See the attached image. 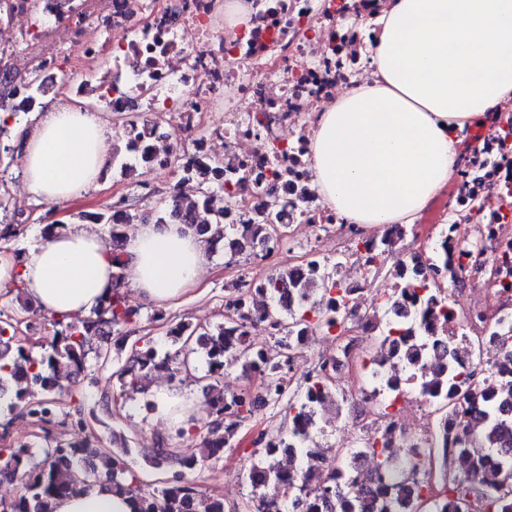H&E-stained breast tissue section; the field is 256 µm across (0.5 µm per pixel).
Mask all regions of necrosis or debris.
Instances as JSON below:
<instances>
[{
    "label": "necrosis or debris",
    "instance_id": "4bbe7bcc",
    "mask_svg": "<svg viewBox=\"0 0 512 512\" xmlns=\"http://www.w3.org/2000/svg\"><path fill=\"white\" fill-rule=\"evenodd\" d=\"M392 2L253 0L248 25L231 30L224 0H0V70L17 76L1 113L74 102L111 116L112 172L134 178L142 197L155 196L148 177L161 172L174 195L188 179L219 182L191 211L199 223L223 212L225 251L252 234L262 259L281 261L288 243L255 226L264 210L288 235L307 228L345 253L344 324L321 359L336 375L348 431L340 455L357 490L376 488L385 438L409 463L444 448L464 413L439 411L430 385L452 367L496 377L502 340L512 339L511 104L467 131L474 147L456 164L447 199L411 229L348 223L313 183L311 134L339 94L374 81L367 60ZM64 71L61 93L31 95L30 73L48 82ZM386 262L421 269L441 292L429 301L391 284L372 289L369 276ZM264 282V272L245 273L247 295L230 291L224 303L272 336ZM394 321L476 351L452 366L429 345L406 369L369 357Z\"/></svg>",
    "mask_w": 512,
    "mask_h": 512
}]
</instances>
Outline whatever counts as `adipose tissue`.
<instances>
[{"label":"adipose tissue","mask_w":512,"mask_h":512,"mask_svg":"<svg viewBox=\"0 0 512 512\" xmlns=\"http://www.w3.org/2000/svg\"><path fill=\"white\" fill-rule=\"evenodd\" d=\"M368 59L379 78L330 104L312 134L324 201L353 224H412L447 186L467 129L512 99V0H394ZM23 182L50 203L44 223L89 196L111 163L112 125L73 104L18 127ZM109 240L72 224L41 238L24 262L0 251V287L21 282L40 312L64 320L99 308L122 278L140 298L170 305L201 286L207 245L182 224H141L120 262ZM51 512H131L99 483Z\"/></svg>","instance_id":"ef3b65f1"}]
</instances>
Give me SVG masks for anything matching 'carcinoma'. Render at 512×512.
<instances>
[{"label":"carcinoma","mask_w":512,"mask_h":512,"mask_svg":"<svg viewBox=\"0 0 512 512\" xmlns=\"http://www.w3.org/2000/svg\"><path fill=\"white\" fill-rule=\"evenodd\" d=\"M156 223L164 224L169 219H178L195 234L204 238L211 246L224 238V214L217 213L209 224H195L183 215L179 199L175 196L161 197L153 201ZM78 220H89L108 230L112 240L125 237L130 224L142 221L143 213L138 204H125L122 223H113L112 206L99 211H79L74 214ZM337 264L325 263L320 272L311 268L303 271L291 270L287 273L274 271L266 278V292L274 302L271 317L276 320L280 336L273 346L256 347L245 336L244 325L230 315L206 326L178 323L166 331L167 348L159 353L151 336H141L132 345L131 364L119 366L113 371L121 387V394L139 392L158 369H164L176 376L181 371H190L188 358L194 349H200L207 357V377L219 381L224 376V357L230 355L240 363L247 374L257 372L258 364L264 360L270 365L267 381L272 390L270 404L282 402L288 405L286 428L292 431L295 439L293 453L305 451L316 439V434L324 431L317 426L308 431L298 428L301 422L313 424L317 421L320 406L318 398L336 395V385L326 369L314 370V381L293 383L288 366L287 352L295 343L294 334L299 326L306 324L308 312L316 316V324L328 330L341 321V311L346 304L347 294L342 293L330 303L318 308L292 309L288 306V288L306 292L309 285L317 284L330 290L336 286ZM23 288L17 284L0 289V406L14 412L20 410L28 416L47 424L57 423L60 427L75 424L83 430L88 426L82 405L74 411H64L57 406L53 393L62 388V382L71 381L86 369L88 354H99L108 347L111 330L138 323V310L130 307L119 288L112 289V295L104 305L94 311L96 318L75 317L69 321L53 319V336L48 351L40 358L32 356L22 340L16 336L12 321L15 316L32 312L29 301L22 298ZM409 332L401 326L389 327L380 344H389L400 351L405 359L411 360L422 349L419 342H408ZM504 370L484 388L481 407H474L477 393L462 389L465 381L457 380L454 372L436 383L437 394L448 398L452 403L458 397L470 405L468 414L472 417L486 415L489 423L483 433L470 432L462 427L458 438L460 451L490 450L498 455L492 471L493 481L461 473L455 477L449 474L448 451L439 455L440 467L444 475L443 494L448 495L467 508L475 498L480 501L482 512H507L512 507L508 497L512 495V440L507 438L512 432V405L495 400L499 396L512 400V352L505 355ZM208 402L216 426L202 430L196 426L187 430L174 427V437L182 439L189 434L199 441L202 455L180 457L165 441L151 449L147 461L155 468L166 464L179 467L172 479L152 490L142 487L132 467L134 449L128 439H123L117 448H89L88 442L56 441L34 451L28 442H17L0 448V478L20 483L19 494L9 502H0V512H47L46 502L78 489V486L101 479L111 488L128 496L133 504V512H225L224 499L199 489L194 482L186 479L192 473L213 459L220 458L223 448L234 441L245 416L252 412V398L241 391L228 402L224 395L216 391L215 385L208 388ZM270 454L262 449L251 461L248 480L251 492L244 502V512H274L275 501L268 489L279 492L280 497L293 502L305 499L307 512H318L321 503L332 500L341 512H396L399 500L408 482H416L413 468L408 466L396 453L383 456L382 466L394 490V497L387 504H379L370 495L353 493L350 484L333 481L329 484L314 483L308 477L285 475L273 469L269 463Z\"/></svg>","instance_id":"1"}]
</instances>
